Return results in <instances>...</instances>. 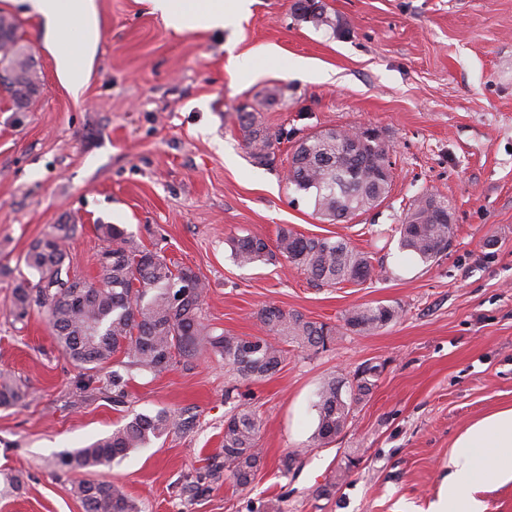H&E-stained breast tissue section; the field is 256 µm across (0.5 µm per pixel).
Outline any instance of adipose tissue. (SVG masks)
Wrapping results in <instances>:
<instances>
[{
    "instance_id": "adipose-tissue-1",
    "label": "adipose tissue",
    "mask_w": 512,
    "mask_h": 512,
    "mask_svg": "<svg viewBox=\"0 0 512 512\" xmlns=\"http://www.w3.org/2000/svg\"><path fill=\"white\" fill-rule=\"evenodd\" d=\"M175 31L200 26L223 27L240 16L246 0H146ZM30 12L48 23L67 24L69 37L55 54L60 76L80 89L87 76L88 51L99 41L94 0H26ZM450 474L433 512H483L477 488L488 481L512 482V408L497 411L469 426L457 439L449 458Z\"/></svg>"
}]
</instances>
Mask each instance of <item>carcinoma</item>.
I'll list each match as a JSON object with an SVG mask.
<instances>
[{"label":"carcinoma","mask_w":512,"mask_h":512,"mask_svg":"<svg viewBox=\"0 0 512 512\" xmlns=\"http://www.w3.org/2000/svg\"><path fill=\"white\" fill-rule=\"evenodd\" d=\"M0 61L14 72L3 89L17 110L37 96L41 79L34 61L20 44L17 23L0 14ZM253 162L272 166L276 145L284 132L270 133L252 112L240 114ZM388 145L350 137L326 129L302 137L293 151L288 187L313 200L314 213L322 219L344 221L377 207L389 193L391 182L381 187L379 163ZM74 224H55L35 241L21 258L27 272H19L13 287L17 319L38 306L47 311L57 345L75 365L85 370L109 366L116 354L124 355L120 368L105 377L112 400L123 402L133 373H160L176 362L210 351L224 359L243 380L264 379L285 361V345L325 350L346 331L368 334L396 322L402 308L392 304L359 305L347 310L342 324L307 319L297 312L264 307L258 312L261 336H229L216 333L205 321V279L189 266L175 265L157 250L137 245L118 224H99L97 235L105 243L99 253V272L94 281L70 274L63 243L75 232ZM398 244L424 263L433 262L450 246L454 225L448 223V200L425 191L408 207ZM231 255L240 267L282 258L306 274L319 288L345 283L362 284L373 273L372 258L346 239L308 238L293 229H279L275 244L246 234L230 240ZM83 283L74 290L69 281ZM382 365L368 362L353 373L325 380L317 394V427L313 439L331 443L347 426L356 406L372 392ZM28 396L26 387L0 373V407L14 406ZM177 426L166 410L137 414L85 448L60 455L58 466L68 472L108 466L112 461L147 447ZM260 423L256 413L238 408L224 420V463L208 470L238 487L252 483L262 458ZM84 512H140L123 488L110 482L80 481L73 487Z\"/></svg>","instance_id":"carcinoma-1"}]
</instances>
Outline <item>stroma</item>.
I'll return each instance as SVG.
<instances>
[{"instance_id": "35a3bbf8", "label": "stroma", "mask_w": 512, "mask_h": 512, "mask_svg": "<svg viewBox=\"0 0 512 512\" xmlns=\"http://www.w3.org/2000/svg\"><path fill=\"white\" fill-rule=\"evenodd\" d=\"M95 3L99 42L76 94L57 71L60 29L0 0L42 81L22 111L0 99V372L29 388L0 407V512H83L72 490L82 479L123 485L140 512H429L458 436L512 407V0H322L325 25L294 16L292 0H251L226 27L180 33L143 0ZM300 60L311 74L296 72ZM245 110L300 136L377 129L392 149L387 197L343 222L320 219L286 183L293 142L279 144L275 168L254 164ZM426 190L448 200L455 224L430 265L399 250L394 232ZM64 222L76 227L72 273L96 277L95 227L120 225L198 271L209 323L233 336L259 335L269 304L331 323L363 304L403 313L323 351L289 348L262 380H239L208 354L137 374L116 404L63 356L44 311L13 314L10 268ZM283 226L345 238L371 256L372 279L318 288L283 259L233 262L230 238L272 242ZM367 361L383 366L373 393L314 446L322 382ZM237 406L258 415L263 450L243 489L205 478ZM159 410L178 425L148 447L89 471L58 468L61 452ZM349 455L360 463L337 480Z\"/></svg>"}]
</instances>
